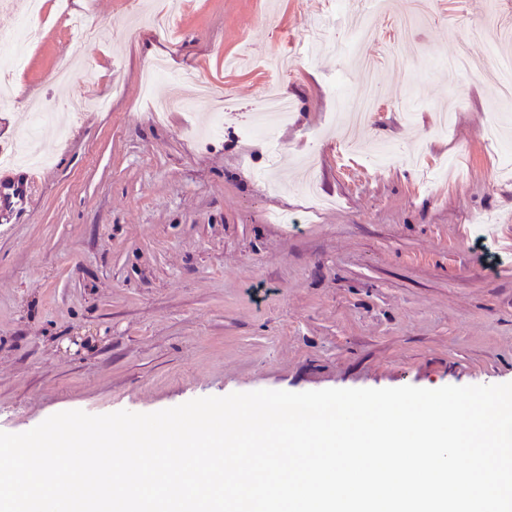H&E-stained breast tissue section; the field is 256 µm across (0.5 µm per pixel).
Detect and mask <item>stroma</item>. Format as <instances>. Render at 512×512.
<instances>
[{
    "instance_id": "stroma-1",
    "label": "stroma",
    "mask_w": 512,
    "mask_h": 512,
    "mask_svg": "<svg viewBox=\"0 0 512 512\" xmlns=\"http://www.w3.org/2000/svg\"><path fill=\"white\" fill-rule=\"evenodd\" d=\"M45 0L0 99V432L68 410L151 413L234 392L512 383V110L491 55L512 0ZM97 30L84 43L70 26ZM466 44L471 70L445 67ZM111 100L67 139L57 59ZM376 63L378 106L342 96ZM293 103L273 139L260 100Z\"/></svg>"
}]
</instances>
